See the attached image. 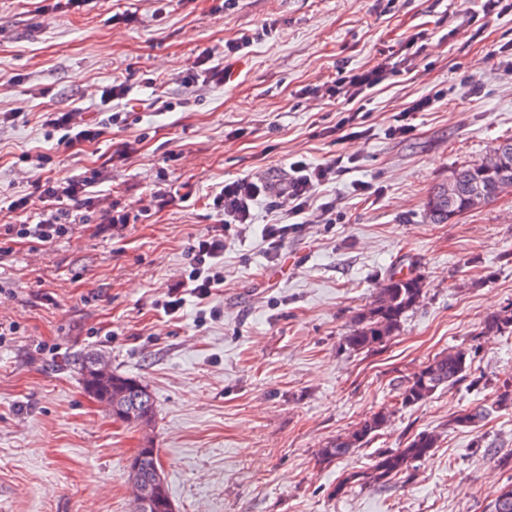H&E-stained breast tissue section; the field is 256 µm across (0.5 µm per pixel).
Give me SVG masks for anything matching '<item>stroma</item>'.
<instances>
[{
  "mask_svg": "<svg viewBox=\"0 0 512 512\" xmlns=\"http://www.w3.org/2000/svg\"><path fill=\"white\" fill-rule=\"evenodd\" d=\"M483 0H82L67 12L44 0H0V225L34 224L40 204L11 210L37 179L99 172L129 214L123 234L98 203L75 208L49 243L0 239V512H131L127 463L152 441L176 512H488L512 477V408L480 430L455 427L512 382V334H482L512 303V193L447 224L425 217L432 188L457 166L512 137V11ZM253 45L224 63L220 83H183L202 51L223 53L242 32ZM422 32L411 73L369 91L366 136L333 133L339 104L323 85L338 67L365 69ZM126 81L124 121L66 146L38 115L78 102L88 125L105 114L103 88ZM411 131L388 134L403 109ZM172 105L155 112V100ZM128 144L126 161L108 165ZM49 153L32 171L25 154ZM352 170L322 187L336 221L290 235L280 256L261 239L270 197L245 237H230L220 319L194 302L161 307L186 251L218 217L213 184L244 175L271 191L288 165L336 154ZM369 182L371 198L353 185ZM166 183L179 198L158 210L140 199ZM422 275L426 292L398 335L352 353L342 338L392 273ZM455 346L475 352L480 383L437 391L396 410L380 435L327 468L319 448L391 404L401 380ZM105 357L156 403L151 431L113 419L84 389L77 360ZM439 433L432 455L384 488L337 482L370 468L378 450ZM487 447H475L477 434Z\"/></svg>",
  "mask_w": 512,
  "mask_h": 512,
  "instance_id": "obj_1",
  "label": "stroma"
}]
</instances>
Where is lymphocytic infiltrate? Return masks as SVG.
Segmentation results:
<instances>
[{
	"label": "lymphocytic infiltrate",
	"mask_w": 512,
	"mask_h": 512,
	"mask_svg": "<svg viewBox=\"0 0 512 512\" xmlns=\"http://www.w3.org/2000/svg\"><path fill=\"white\" fill-rule=\"evenodd\" d=\"M390 70L381 63L371 68L340 75L327 89L328 97L340 101L348 109V114L340 120L341 125H354L359 117L358 104L368 90L382 84ZM44 126L61 131V143L70 145L76 142L93 141L100 136L99 129L84 123L80 108L65 111H45L41 115ZM351 159L337 155L329 162L312 165L303 160L290 164L288 183L278 194L277 208L281 219L266 225L264 238L271 254H278L290 234L298 232L305 224L327 221L333 212L332 204H317L316 191L319 187L333 182L338 173L346 170ZM269 191L267 184L249 176H243L216 186L211 194L213 207L219 221L210 234L199 238L188 252L189 273L174 284V297L167 301L164 311L175 315L180 310L183 295L196 298L197 302H207L214 290L224 283V253L228 248L224 230L231 224H251L252 209L260 197ZM41 199L47 201L48 209L42 210L34 224H1L0 236L17 234L48 242L64 236L68 232L66 220L67 206L77 200L106 202V194L101 193L98 181L93 176H65L47 181L41 192Z\"/></svg>",
	"instance_id": "obj_1"
}]
</instances>
